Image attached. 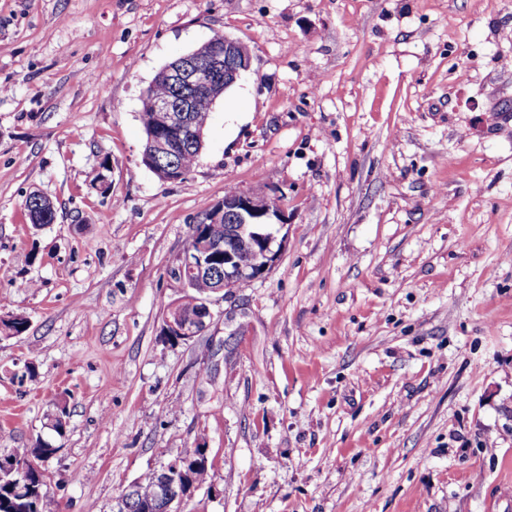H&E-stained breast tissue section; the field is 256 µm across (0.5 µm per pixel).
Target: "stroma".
Listing matches in <instances>:
<instances>
[{
	"label": "stroma",
	"mask_w": 512,
	"mask_h": 512,
	"mask_svg": "<svg viewBox=\"0 0 512 512\" xmlns=\"http://www.w3.org/2000/svg\"><path fill=\"white\" fill-rule=\"evenodd\" d=\"M218 34L252 69L159 181L142 97ZM0 86V450L55 447L44 512L197 446L179 512H512V0H0ZM230 191L278 199L279 259L173 340Z\"/></svg>",
	"instance_id": "1"
}]
</instances>
